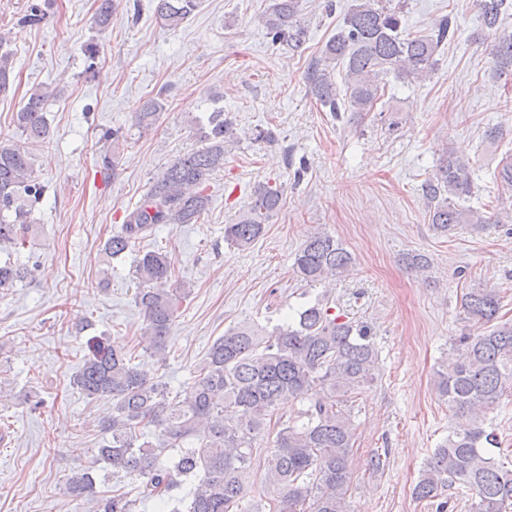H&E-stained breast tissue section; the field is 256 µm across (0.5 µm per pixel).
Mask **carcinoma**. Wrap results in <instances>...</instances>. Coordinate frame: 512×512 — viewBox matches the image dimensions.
<instances>
[{"mask_svg":"<svg viewBox=\"0 0 512 512\" xmlns=\"http://www.w3.org/2000/svg\"><path fill=\"white\" fill-rule=\"evenodd\" d=\"M163 27L178 28L198 7V0H153ZM391 0H356L342 25L307 71L317 102L333 114L343 110L371 112L384 95L389 78H425L437 66L436 55L455 34L454 21L441 17L427 35H410L402 27L401 7ZM482 25L495 35L492 78L512 75V33L501 30L512 0H477ZM299 0H272L259 17L273 43L297 51L306 31L297 21ZM50 0L32 3L21 23L43 21ZM117 9L116 0H99L94 23L105 27ZM0 33V93L9 88L13 53L4 49ZM344 71L338 87L335 70ZM57 93L36 87L16 112V127L26 143L49 138V101ZM164 110L151 98L136 113L135 124L152 127ZM203 146L171 162L153 182L124 224L105 242L111 257L134 250L139 240L160 224H194L209 209L208 177L224 167L228 146L237 142L232 120L214 112ZM31 152L12 140H0V245L18 253L33 234L32 209L41 198ZM471 193L469 161L450 152L422 184L430 224L441 232L456 224L479 226L489 218L457 200ZM280 190L262 185L254 190L247 211L224 226V241L247 249L265 232V222L281 203ZM353 266L351 253L326 232L307 237L294 257L293 270L308 286L334 281ZM28 266L0 260V290L8 291L30 275ZM136 302L144 316L141 340L159 361H166L167 338L179 304L189 294L182 284L165 288L172 278L166 253L141 251L135 256ZM469 316L485 331L459 337L461 356L434 374L439 397L456 412L469 415L468 427L454 430L436 448L414 486L419 500L438 501L458 483L475 495L472 512H506L512 506V468L497 461L491 449L493 432L483 428L486 411L512 395V319L501 315V297L488 288H470L462 297ZM131 350L90 339L73 385L88 399H109L112 413L105 427L112 441L95 449V462L112 475L142 478L137 499H152L159 512H348L351 490L349 458L353 448L352 411L358 396L375 381L377 351L369 326L332 312L329 300L318 299L272 331L242 321L224 331L210 347L194 384L184 396L169 398L166 386L134 363ZM301 405L295 417L279 413L283 400ZM158 430L157 443L144 428ZM267 440L271 464L258 498L249 495V468L257 442ZM178 450L169 466L160 464L167 450ZM195 479L190 501L174 490ZM71 489L92 504V512H134L136 499L120 490L103 496L90 472L69 478Z\"/></svg>","mask_w":512,"mask_h":512,"instance_id":"carcinoma-1","label":"carcinoma"}]
</instances>
